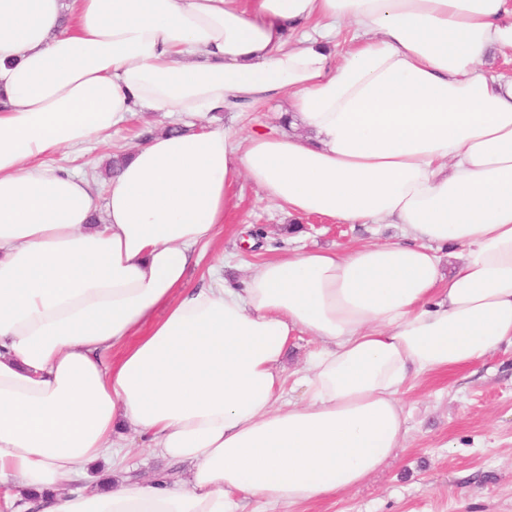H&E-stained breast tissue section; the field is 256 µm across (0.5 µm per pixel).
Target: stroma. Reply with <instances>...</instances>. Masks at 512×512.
I'll list each match as a JSON object with an SVG mask.
<instances>
[{
    "label": "stroma",
    "instance_id": "stroma-1",
    "mask_svg": "<svg viewBox=\"0 0 512 512\" xmlns=\"http://www.w3.org/2000/svg\"><path fill=\"white\" fill-rule=\"evenodd\" d=\"M176 115L140 112L94 141L88 152H62L52 162L65 170L96 174L98 197H106L103 170L112 156L140 144L143 131L177 124ZM240 209L234 213L190 272L189 285H209L210 271L222 266L228 280L288 248H347L361 241L394 242L391 224L351 226L311 216L300 239L289 240L293 220L249 182L239 181ZM261 228L264 244L250 251L247 229ZM406 445L373 476L346 493L313 505L285 508L260 500L244 512H512V346L504 345L482 362L448 375L408 383L402 394Z\"/></svg>",
    "mask_w": 512,
    "mask_h": 512
}]
</instances>
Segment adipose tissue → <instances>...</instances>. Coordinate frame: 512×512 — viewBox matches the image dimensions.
I'll return each instance as SVG.
<instances>
[{
	"instance_id": "obj_1",
	"label": "adipose tissue",
	"mask_w": 512,
	"mask_h": 512,
	"mask_svg": "<svg viewBox=\"0 0 512 512\" xmlns=\"http://www.w3.org/2000/svg\"><path fill=\"white\" fill-rule=\"evenodd\" d=\"M510 48L512 0H0V512H241L380 470L408 382L512 345V77L482 69ZM279 99L276 131L156 134L102 202L46 162L138 111ZM241 175L402 239L188 291ZM129 431L187 479L127 477ZM315 347L316 343L310 336H298L294 344L287 349L286 356L283 360L286 374L302 367L305 363V359Z\"/></svg>"
}]
</instances>
